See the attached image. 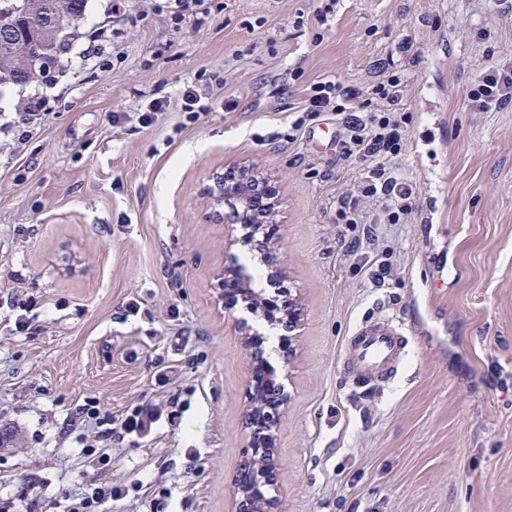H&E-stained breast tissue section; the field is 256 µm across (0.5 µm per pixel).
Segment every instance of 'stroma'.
I'll return each mask as SVG.
<instances>
[{
    "label": "stroma",
    "instance_id": "stroma-1",
    "mask_svg": "<svg viewBox=\"0 0 512 512\" xmlns=\"http://www.w3.org/2000/svg\"><path fill=\"white\" fill-rule=\"evenodd\" d=\"M223 3L197 25L168 0H88L53 88L0 86V429L14 434L0 512H63L80 492L90 398L116 420L155 417L113 434L99 478L129 494L105 512H230L250 447L240 318L287 394L272 420L277 512H512V105L466 98L487 67L512 65V0ZM205 69L223 70L215 95L234 110L182 131L174 112L134 121ZM392 74L408 123L389 167L415 186L413 210L337 223L364 166L330 117L292 125L312 83L364 90ZM42 91L51 111L21 137ZM115 112L132 119L112 126ZM240 169L275 195L277 264L212 217L218 178ZM245 257L263 268L256 291L299 305L289 358L279 330L217 299ZM30 297L27 336L13 304ZM373 317L403 322L409 353L358 388L348 340ZM153 420L152 412L146 407L136 408L131 413H127L122 419L121 429L128 434L143 433L151 427Z\"/></svg>",
    "mask_w": 512,
    "mask_h": 512
}]
</instances>
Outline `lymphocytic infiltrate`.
I'll return each mask as SVG.
<instances>
[{
  "label": "lymphocytic infiltrate",
  "instance_id": "f902f5d3",
  "mask_svg": "<svg viewBox=\"0 0 512 512\" xmlns=\"http://www.w3.org/2000/svg\"><path fill=\"white\" fill-rule=\"evenodd\" d=\"M223 85L220 74L199 72L177 96L152 99L138 120L149 127L163 114L176 112L184 123H195L202 114L218 111L219 104L210 97L209 90ZM402 93V83L394 76L365 91L347 89L330 80L309 87L303 106L305 119L334 116L346 132L344 157L367 165L357 186L340 199L339 223L400 224L412 210L415 187L393 175L386 165L402 149L405 119L396 109ZM467 98L479 112H493L512 104V69L492 67L483 71L470 84ZM81 412L96 429V445L85 454L96 470L108 469L112 465V417L101 413L93 400L86 401ZM127 494V486L94 480L71 501L67 512H103L106 504Z\"/></svg>",
  "mask_w": 512,
  "mask_h": 512
}]
</instances>
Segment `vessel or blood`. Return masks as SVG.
<instances>
[{
  "instance_id": "1",
  "label": "vessel or blood",
  "mask_w": 512,
  "mask_h": 512,
  "mask_svg": "<svg viewBox=\"0 0 512 512\" xmlns=\"http://www.w3.org/2000/svg\"><path fill=\"white\" fill-rule=\"evenodd\" d=\"M405 354L403 326L387 319L362 323L351 338L354 371L357 378L365 381L393 374Z\"/></svg>"
}]
</instances>
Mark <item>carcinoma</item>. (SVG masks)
I'll use <instances>...</instances> for the list:
<instances>
[{
  "mask_svg": "<svg viewBox=\"0 0 512 512\" xmlns=\"http://www.w3.org/2000/svg\"><path fill=\"white\" fill-rule=\"evenodd\" d=\"M26 13L15 16L0 26L1 37L25 39L29 35L37 37L47 49L45 66L27 70L11 59L0 58V84L12 83L24 85L37 77H42L47 70L59 62L60 53L69 45L75 23L85 12L87 0H24Z\"/></svg>",
  "mask_w": 512,
  "mask_h": 512,
  "instance_id": "obj_1",
  "label": "carcinoma"
}]
</instances>
